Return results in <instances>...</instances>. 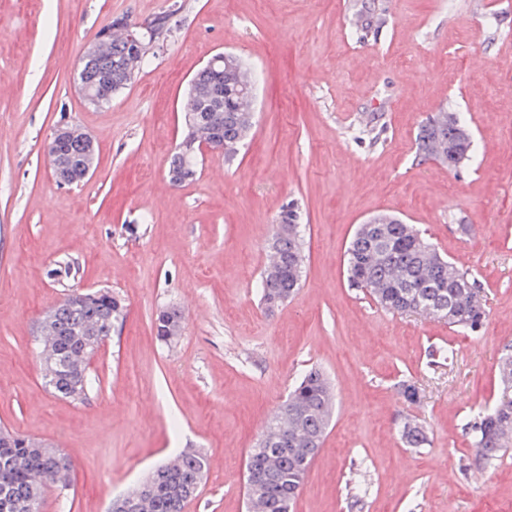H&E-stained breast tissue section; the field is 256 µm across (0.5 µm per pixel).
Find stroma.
<instances>
[{"instance_id": "stroma-1", "label": "stroma", "mask_w": 512, "mask_h": 512, "mask_svg": "<svg viewBox=\"0 0 512 512\" xmlns=\"http://www.w3.org/2000/svg\"><path fill=\"white\" fill-rule=\"evenodd\" d=\"M362 0H0V425L69 455L75 483L41 512H109L113 498L185 449L209 461L185 512H246V462L303 373L326 372L335 408L296 512H512V453L480 459L463 423L491 401L512 342V0H369L377 27L351 33ZM180 9L136 80L105 107L75 87L81 58L117 17ZM246 59L255 123L231 162L208 155L175 187L188 82L217 52ZM459 112L476 145L457 169L422 159L420 125ZM89 133L79 185L41 164L54 130ZM378 130L370 145L362 127ZM302 214L305 269L269 310L259 282L283 207ZM390 212L483 286L479 335L381 308L349 288L359 224ZM74 263L57 282L55 263ZM108 288L127 316L94 357L90 398L45 389L44 313L72 289ZM184 329L158 341L157 312ZM451 360L433 365L431 347ZM409 382L418 403L405 401ZM416 417L429 442L406 447ZM360 467L369 492L347 481Z\"/></svg>"}]
</instances>
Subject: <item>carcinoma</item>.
I'll return each instance as SVG.
<instances>
[{"label":"carcinoma","instance_id":"obj_1","mask_svg":"<svg viewBox=\"0 0 512 512\" xmlns=\"http://www.w3.org/2000/svg\"><path fill=\"white\" fill-rule=\"evenodd\" d=\"M107 27L112 32L106 49L98 66L85 77L90 91L86 102L94 107L112 102L124 83L128 61L148 56L128 43L114 23ZM248 71L243 58L229 53L224 64L199 71L184 96L182 110L193 114L196 136L223 146L228 161L238 156L251 132L254 99L246 94L226 96L224 86L252 85L242 79ZM215 94L223 96L224 107L200 111L201 101ZM458 116L443 109L420 127L416 137L420 156L450 169L470 160L473 136L461 132ZM47 153L52 172L67 185L84 180L95 161V146L80 135L48 146ZM375 218L379 223L359 225L346 251L349 285L368 292L390 312L478 331L486 319L480 282L441 256L414 225L387 213ZM267 252L260 279L261 301L267 308L278 307L294 297L304 273L303 225L294 222L290 210L279 216ZM125 317V303L108 289H75L50 308L38 326V357L45 385L62 398L85 401L92 384L93 340L112 336ZM182 328L180 311L170 308L157 313L155 329L163 343L175 342ZM496 369L498 389L492 402L478 406L464 424L487 464L512 450V343L499 351ZM333 406L334 391L325 375L318 369L307 372L250 450L246 473L256 481L247 488L248 512H295L305 475L327 435ZM402 439L411 448L428 442L424 426L413 419L404 421ZM207 466L205 453L186 450L156 467L112 512H184L197 496ZM72 472V461L55 446L0 429V512H40L45 490L67 489Z\"/></svg>","mask_w":512,"mask_h":512}]
</instances>
